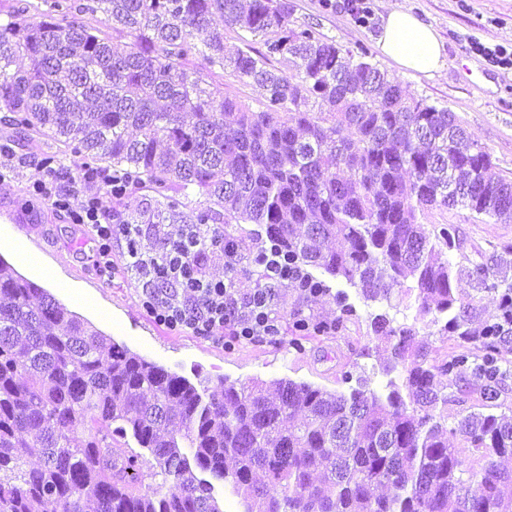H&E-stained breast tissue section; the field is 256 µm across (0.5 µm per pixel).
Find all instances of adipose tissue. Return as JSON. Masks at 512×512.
<instances>
[{
	"mask_svg": "<svg viewBox=\"0 0 512 512\" xmlns=\"http://www.w3.org/2000/svg\"><path fill=\"white\" fill-rule=\"evenodd\" d=\"M376 45L392 65L415 75L433 76L445 63V45L437 30L402 7L383 14Z\"/></svg>",
	"mask_w": 512,
	"mask_h": 512,
	"instance_id": "obj_1",
	"label": "adipose tissue"
}]
</instances>
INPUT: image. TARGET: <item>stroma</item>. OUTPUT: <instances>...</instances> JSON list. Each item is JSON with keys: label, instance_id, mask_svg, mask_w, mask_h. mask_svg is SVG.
Here are the masks:
<instances>
[{"label": "stroma", "instance_id": "1", "mask_svg": "<svg viewBox=\"0 0 512 512\" xmlns=\"http://www.w3.org/2000/svg\"><path fill=\"white\" fill-rule=\"evenodd\" d=\"M292 2L295 25L313 28L342 51L367 55L410 96L454 112L468 134L490 152L493 174L512 178V69L491 66L471 49L476 41L512 45V0H366L371 15L365 24L355 21L346 0ZM396 6L411 9L443 38L445 64L433 77L400 71L379 54L376 37L381 16ZM7 142L13 159L9 176L0 181V256L115 341L189 378L198 371L213 379L226 376L243 383L290 378L335 390L342 386L343 372L356 364L371 380H378L383 357L362 353L369 342V309L360 299L355 302L357 316L348 321L344 335L297 343L288 334L276 342L228 338L215 343L160 326L141 306L142 288L125 268L120 241L112 243V275L107 278L95 264L91 225L69 223L42 199H36L34 212L24 211L25 201L35 199V164L57 152L58 142L38 135L19 138L7 113L0 112V144ZM420 221L458 228L461 248L453 254L455 286L469 304L472 323L484 322L499 297L473 282L468 270L471 262L489 259L498 278L512 283V253L499 248L502 242H512V223H497L460 207L430 210ZM20 245L52 267L53 278L20 263L16 251Z\"/></svg>", "mask_w": 512, "mask_h": 512}]
</instances>
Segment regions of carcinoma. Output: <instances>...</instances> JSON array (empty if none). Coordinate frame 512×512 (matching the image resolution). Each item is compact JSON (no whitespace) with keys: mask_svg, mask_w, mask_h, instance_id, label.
Listing matches in <instances>:
<instances>
[{"mask_svg":"<svg viewBox=\"0 0 512 512\" xmlns=\"http://www.w3.org/2000/svg\"><path fill=\"white\" fill-rule=\"evenodd\" d=\"M26 8L0 23V112L17 133L53 134L77 170L110 169L155 193L154 224H207L224 237L265 226L288 261L340 308L323 323L283 315L303 337L339 336L356 314L335 280L366 303L415 293L413 322L377 308L367 335L389 353L379 389L347 391L281 378L213 386L115 342L0 258V512H223L215 484L242 512H512V420L483 411L447 431L450 381L492 408L512 343V283L494 265L470 276L499 293L475 330L453 283V225L419 222L465 208L512 222V179L489 174L484 146L447 108L292 26L289 0H86ZM104 16L102 27L79 14ZM260 40L228 56L212 17ZM131 41L118 43L109 33ZM280 57L295 67H272ZM20 59L25 69H13ZM264 91L253 109L206 83L214 69ZM194 191L208 206L179 210ZM479 343L430 357L416 321ZM460 443L448 444V435ZM134 440L144 456L130 446ZM470 455L481 461L461 477ZM36 457L40 465L26 467ZM164 475L162 483H145Z\"/></svg>","mask_w":512,"mask_h":512,"instance_id":"obj_1","label":"carcinoma"}]
</instances>
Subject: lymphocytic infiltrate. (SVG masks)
<instances>
[{
    "instance_id": "1",
    "label": "lymphocytic infiltrate",
    "mask_w": 512,
    "mask_h": 512,
    "mask_svg": "<svg viewBox=\"0 0 512 512\" xmlns=\"http://www.w3.org/2000/svg\"><path fill=\"white\" fill-rule=\"evenodd\" d=\"M120 184L108 171L74 174L43 167L33 189L72 223L93 226L103 275L112 272L113 238L124 239L126 266L142 286V306L160 325L216 342L228 335L262 342L281 336L278 289L291 284L306 289L310 282L277 244L262 246L254 257L265 276L264 287L238 291L210 278L204 267L212 253L238 257L237 241L225 239L223 229L207 231L198 224H157L151 236H144L140 224L131 216L112 214L101 197Z\"/></svg>"
}]
</instances>
